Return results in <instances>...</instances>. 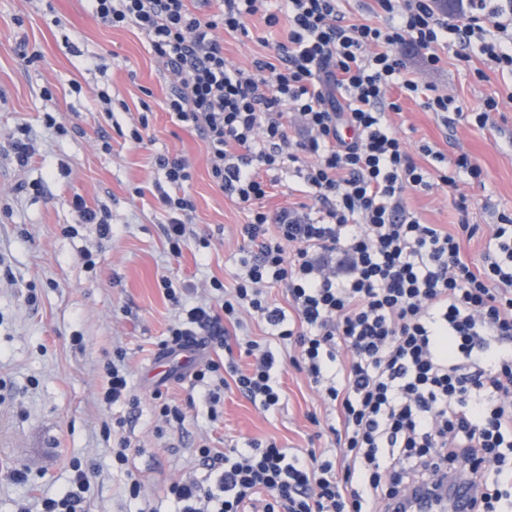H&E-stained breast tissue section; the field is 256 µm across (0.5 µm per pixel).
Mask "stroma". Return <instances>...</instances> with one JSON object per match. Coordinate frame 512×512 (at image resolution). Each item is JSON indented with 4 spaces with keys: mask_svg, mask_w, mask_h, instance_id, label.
<instances>
[{
    "mask_svg": "<svg viewBox=\"0 0 512 512\" xmlns=\"http://www.w3.org/2000/svg\"><path fill=\"white\" fill-rule=\"evenodd\" d=\"M251 37L220 33L224 56L233 66L251 67L271 45L288 40V25L269 27L262 16L249 21ZM40 54L28 63L24 50ZM454 39L441 42L440 68L425 67L410 47H393L406 57L419 83L452 95L460 114L441 118L421 100H402L392 122L414 160L429 170L452 167L468 154L485 174L483 184L459 175L455 186L438 185L426 194L407 192L405 202L427 224L477 226L464 250L478 260L499 213H512V73L488 71L479 80L455 59ZM170 77L135 29L112 28L91 13L87 0H0V260L12 268L0 277V512H14L26 501L41 512V500L55 496L80 463L90 489L85 512H136L126 492L128 475L156 512H176L167 495L176 480L203 479L196 448L202 442L242 448L253 439H273L286 448H330L320 435L324 404L304 373L291 364L293 348L273 339L261 320L248 319L251 339L270 343L281 365L276 378L280 405L264 410L237 389L224 393V415L207 419L200 389L179 381L190 364L172 359L169 380L152 374L160 344L175 311L159 286L161 277L189 285L193 299L206 298L211 280L232 285L238 271L240 224L247 212L213 184L199 133L178 122L165 108ZM500 102L490 124L476 122L487 97ZM114 116L106 118L104 105ZM149 112L143 143L121 136V129ZM56 112L77 123L61 136L48 129L44 115ZM27 128L35 148L31 165L17 170L4 147L18 128ZM109 135L110 150L101 147ZM429 144L444 163L421 154ZM168 153L185 157L192 178L184 190L195 210L193 241L172 257L163 234L166 213L155 184L162 175L155 160ZM469 199L459 211V195ZM112 215V237L100 239L95 225L75 223L74 196ZM210 241L209 248L198 245ZM96 265L86 268L84 252ZM36 293V304L27 296ZM122 350L131 384L140 398L137 411L101 404L104 367ZM163 387L185 413L181 426L158 431L151 394ZM125 420L115 429V420ZM133 450L129 471L112 467L119 438ZM26 474L14 480V471Z\"/></svg>",
    "mask_w": 512,
    "mask_h": 512,
    "instance_id": "35a3bbf8",
    "label": "stroma"
}]
</instances>
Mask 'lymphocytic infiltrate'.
Instances as JSON below:
<instances>
[{
    "instance_id": "lymphocytic-infiltrate-1",
    "label": "lymphocytic infiltrate",
    "mask_w": 512,
    "mask_h": 512,
    "mask_svg": "<svg viewBox=\"0 0 512 512\" xmlns=\"http://www.w3.org/2000/svg\"><path fill=\"white\" fill-rule=\"evenodd\" d=\"M103 24L143 34L173 80L166 109L206 144L216 187L248 212L240 227V274L234 287L210 283V299L185 303L184 286L161 278L175 315L164 354H201L194 386L218 421L228 386L264 409L279 405L273 351L251 339L237 346L247 368L204 357L224 348L242 313L257 316L298 349L293 365L332 408L328 456L309 448L254 441L220 452L197 448L205 481L170 484L179 512H389L407 492L457 471L474 481L476 512H512V217L501 216L480 264L462 249L476 229L425 224L403 202L406 190L454 185L461 172H484L458 155L453 172L418 165L390 117L399 100L422 98L435 114L454 100L424 91L390 51L406 43L428 65L455 35L456 60L471 65L480 41L484 64L512 71V0H469L465 21L449 22L432 0H373V23L346 16L339 0H89ZM288 22V40L251 68L229 65L217 31L249 36L247 21ZM294 113L298 137L284 122ZM166 184L156 199L168 215L171 256L187 242L194 204L183 190L191 166L178 155L156 159ZM294 164L305 200L269 212L272 175ZM283 285L288 305L267 298ZM350 354L337 360L338 350ZM103 404L137 408L123 351L106 366Z\"/></svg>"
}]
</instances>
